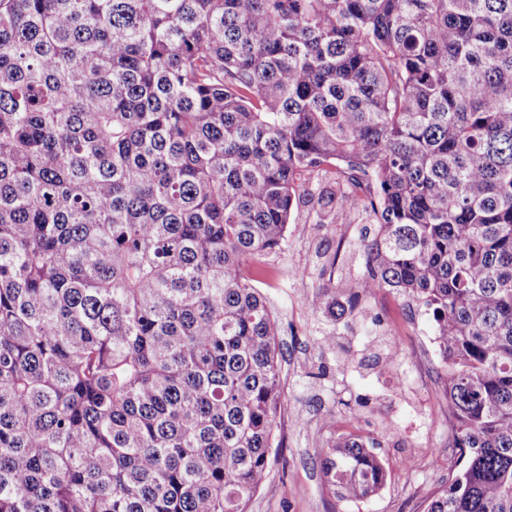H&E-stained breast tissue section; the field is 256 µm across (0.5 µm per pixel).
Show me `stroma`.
Masks as SVG:
<instances>
[{
  "label": "stroma",
  "instance_id": "35a3bbf8",
  "mask_svg": "<svg viewBox=\"0 0 512 512\" xmlns=\"http://www.w3.org/2000/svg\"><path fill=\"white\" fill-rule=\"evenodd\" d=\"M299 209L287 243L265 258L259 288L284 327L280 338L284 407L270 477L249 512H423L448 484L446 373L424 308L379 288L360 296L347 320L313 314L319 287H352L362 260L351 247L358 224L315 225ZM334 335L333 345L322 344ZM397 358L387 370L386 356ZM341 436L375 440L388 480L363 502L335 497L319 460Z\"/></svg>",
  "mask_w": 512,
  "mask_h": 512
}]
</instances>
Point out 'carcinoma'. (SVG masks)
<instances>
[{"instance_id": "cac0c4a2", "label": "carcinoma", "mask_w": 512, "mask_h": 512, "mask_svg": "<svg viewBox=\"0 0 512 512\" xmlns=\"http://www.w3.org/2000/svg\"><path fill=\"white\" fill-rule=\"evenodd\" d=\"M361 207L432 315L456 461L512 512V0H0V512H248L283 408L256 287ZM341 499L385 486L341 437Z\"/></svg>"}]
</instances>
